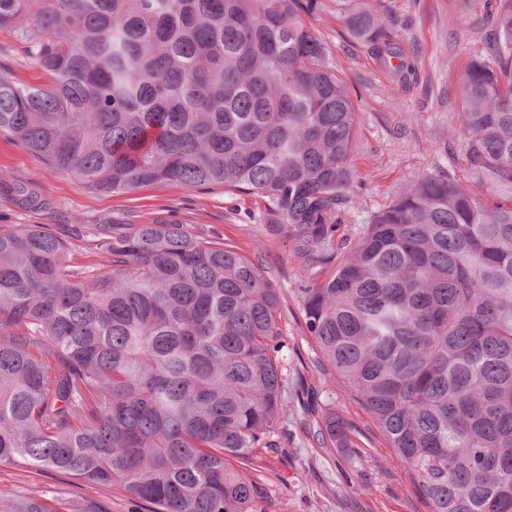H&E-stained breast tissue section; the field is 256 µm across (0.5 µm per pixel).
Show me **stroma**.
I'll list each match as a JSON object with an SVG mask.
<instances>
[{"mask_svg":"<svg viewBox=\"0 0 512 512\" xmlns=\"http://www.w3.org/2000/svg\"><path fill=\"white\" fill-rule=\"evenodd\" d=\"M389 31L409 58L412 72L400 79L349 34L339 0H322L305 16L328 48L354 99L358 127L350 157L351 201L342 213L337 240L354 244L371 217L416 179L447 173L475 188L461 161L464 140L458 118L461 79L469 62L487 54L489 0H379ZM0 60L18 80L41 84V71L26 54L18 31L0 29ZM0 174L36 193L38 208L0 191V226L47 224L69 237L75 263L98 258L86 240L73 236L78 224L176 222L193 234L234 246L251 258L280 293L278 354L287 381L288 407L274 436L275 447L258 449L242 468L265 487L253 512H429L408 471L356 397L320 366V355L304 333L300 290L307 284L304 260L289 241L271 235L262 203L230 195L223 187L203 191L145 186L126 193H96L14 142L0 138ZM332 409L353 428V447L326 448L319 422ZM42 490L68 512L98 502L106 512H148L118 486L102 487L35 467L0 465V492Z\"/></svg>","mask_w":512,"mask_h":512,"instance_id":"stroma-1","label":"stroma"}]
</instances>
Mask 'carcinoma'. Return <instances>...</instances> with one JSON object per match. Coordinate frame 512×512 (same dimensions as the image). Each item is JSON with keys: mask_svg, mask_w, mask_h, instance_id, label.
Instances as JSON below:
<instances>
[{"mask_svg": "<svg viewBox=\"0 0 512 512\" xmlns=\"http://www.w3.org/2000/svg\"><path fill=\"white\" fill-rule=\"evenodd\" d=\"M349 33L400 47L371 0ZM319 0H0L48 83L0 62V138L99 193L145 185L253 196L313 281L300 313L430 512H512V0L468 65L466 170L498 202L425 175L336 243L356 107L302 19ZM78 266L44 224L0 227V462L121 485L153 512H251L230 460L271 448L284 411L279 291L182 224L86 232ZM351 426L322 414L325 448ZM0 512H56L43 491Z\"/></svg>", "mask_w": 512, "mask_h": 512, "instance_id": "carcinoma-1", "label": "carcinoma"}]
</instances>
